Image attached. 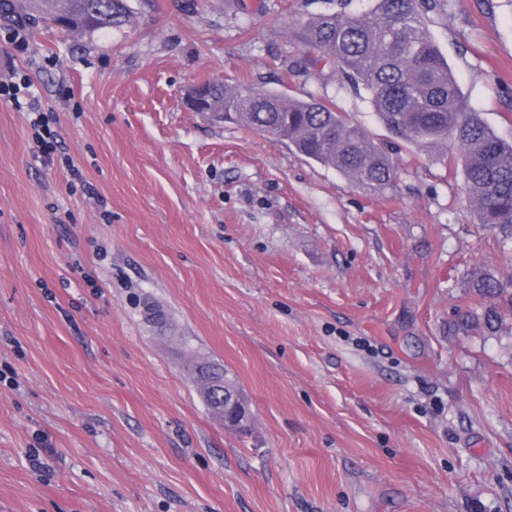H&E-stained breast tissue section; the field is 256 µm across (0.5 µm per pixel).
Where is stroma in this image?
Listing matches in <instances>:
<instances>
[{"instance_id": "stroma-1", "label": "stroma", "mask_w": 512, "mask_h": 512, "mask_svg": "<svg viewBox=\"0 0 512 512\" xmlns=\"http://www.w3.org/2000/svg\"><path fill=\"white\" fill-rule=\"evenodd\" d=\"M104 36L0 20L59 141L0 103V512H512V282L441 148L394 139L301 23L372 0H128ZM468 108L512 140V0L425 16ZM301 60L282 75L280 56ZM219 80L334 101L392 148L385 190L188 109ZM98 191L89 199L70 166ZM221 365L253 412L214 421ZM473 292L491 301L484 314V323L494 328L500 320V305H506L512 311V288H505L500 281L488 273H479L472 280Z\"/></svg>"}]
</instances>
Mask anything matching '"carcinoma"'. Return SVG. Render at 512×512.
Returning <instances> with one entry per match:
<instances>
[{"instance_id":"carcinoma-1","label":"carcinoma","mask_w":512,"mask_h":512,"mask_svg":"<svg viewBox=\"0 0 512 512\" xmlns=\"http://www.w3.org/2000/svg\"><path fill=\"white\" fill-rule=\"evenodd\" d=\"M362 14H324L303 26L307 50L336 66L340 80L364 94L388 132L418 149L448 141L459 161L478 223L512 240V142L497 135L464 104L448 62L426 28L422 11L446 0H375ZM31 29L67 19L72 35H105L130 20L128 0H0V18ZM213 108L224 121L244 123L278 137L303 156L357 184L383 190L397 175L391 153L371 139L335 103L287 98L272 89L252 96L249 84L208 81ZM473 292L490 300L484 323L495 327L499 306L512 311V288L488 273L472 280Z\"/></svg>"}]
</instances>
